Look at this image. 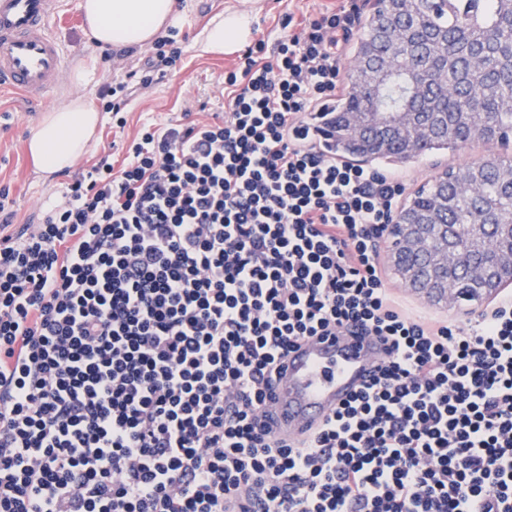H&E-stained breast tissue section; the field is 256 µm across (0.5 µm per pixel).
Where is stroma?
<instances>
[{
  "label": "stroma",
  "mask_w": 512,
  "mask_h": 512,
  "mask_svg": "<svg viewBox=\"0 0 512 512\" xmlns=\"http://www.w3.org/2000/svg\"><path fill=\"white\" fill-rule=\"evenodd\" d=\"M333 4L334 0H183L185 19L179 26L183 55L179 70L130 97L125 110V129L115 128L112 114L103 113L98 139L91 151L71 170L48 179L36 174L26 140L45 111L74 94V86L64 84L54 95L41 100L9 90L0 92V186L10 189L18 223L37 221L40 211L61 201L68 183L100 158L106 156L114 163H121L127 141L142 124L179 118L187 104L194 101L206 103L208 112L221 111L224 71L233 64L235 56L201 52L200 43L214 18L229 11L250 12L252 40H262L271 46L283 34L281 22L286 14L312 13ZM79 13L80 0H60L52 30L64 49L65 66L70 69L80 64L95 69L101 82H109L113 75L112 62L106 59L104 49L96 45L84 25L76 22ZM490 151V146L474 142L422 155L402 166L407 190L415 192L432 177L478 162ZM380 267L392 294L412 314L464 322L469 312L484 308L480 302L437 305L424 293L403 290L401 277L394 269L391 243L387 240L381 245Z\"/></svg>",
  "instance_id": "1"
}]
</instances>
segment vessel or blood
<instances>
[{
    "mask_svg": "<svg viewBox=\"0 0 512 512\" xmlns=\"http://www.w3.org/2000/svg\"><path fill=\"white\" fill-rule=\"evenodd\" d=\"M57 0H0V90L43 98L60 86L64 53L50 30ZM387 351L376 337L338 331L298 342L268 402L279 437L315 428L363 388Z\"/></svg>",
    "mask_w": 512,
    "mask_h": 512,
    "instance_id": "b4317fda",
    "label": "vessel or blood"
}]
</instances>
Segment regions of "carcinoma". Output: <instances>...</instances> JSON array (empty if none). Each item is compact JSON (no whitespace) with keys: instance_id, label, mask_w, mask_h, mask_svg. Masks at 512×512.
I'll list each match as a JSON object with an SVG mask.
<instances>
[{"instance_id":"carcinoma-1","label":"carcinoma","mask_w":512,"mask_h":512,"mask_svg":"<svg viewBox=\"0 0 512 512\" xmlns=\"http://www.w3.org/2000/svg\"><path fill=\"white\" fill-rule=\"evenodd\" d=\"M398 26L387 23L395 6ZM354 71L344 93L322 113L328 148L346 161L405 164L428 152L473 142L504 148L512 141V0H384L364 23ZM427 76L429 94L413 93L414 74ZM355 112H379L399 122L363 133L347 127ZM419 141L411 152L407 142ZM512 221V155L492 154L445 171L418 189L395 223L453 224L466 246L468 224ZM397 269L443 282L448 274L423 264L394 242Z\"/></svg>"}]
</instances>
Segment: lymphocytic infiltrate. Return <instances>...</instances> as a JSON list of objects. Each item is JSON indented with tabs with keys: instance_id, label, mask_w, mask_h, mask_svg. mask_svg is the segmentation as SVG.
Listing matches in <instances>:
<instances>
[{
	"instance_id": "obj_1",
	"label": "lymphocytic infiltrate",
	"mask_w": 512,
	"mask_h": 512,
	"mask_svg": "<svg viewBox=\"0 0 512 512\" xmlns=\"http://www.w3.org/2000/svg\"><path fill=\"white\" fill-rule=\"evenodd\" d=\"M357 14L285 16L225 70L221 117L143 126L38 223L0 188V512H512V297L466 327L396 306L380 243L405 181L307 121ZM176 34L103 86L118 125ZM343 328L389 359L279 438L289 348Z\"/></svg>"
}]
</instances>
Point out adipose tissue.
I'll return each instance as SVG.
<instances>
[{
    "label": "adipose tissue",
    "instance_id": "obj_1",
    "mask_svg": "<svg viewBox=\"0 0 512 512\" xmlns=\"http://www.w3.org/2000/svg\"><path fill=\"white\" fill-rule=\"evenodd\" d=\"M81 7L96 42L115 48L148 45L184 19L177 0H82ZM249 34L247 16L231 12L213 23L200 49L206 53H230ZM71 79L79 86V94L45 112L27 141L38 172L46 176L72 167L87 152L100 123L93 98L83 91L84 86L94 83L93 71L76 67Z\"/></svg>",
    "mask_w": 512,
    "mask_h": 512
}]
</instances>
